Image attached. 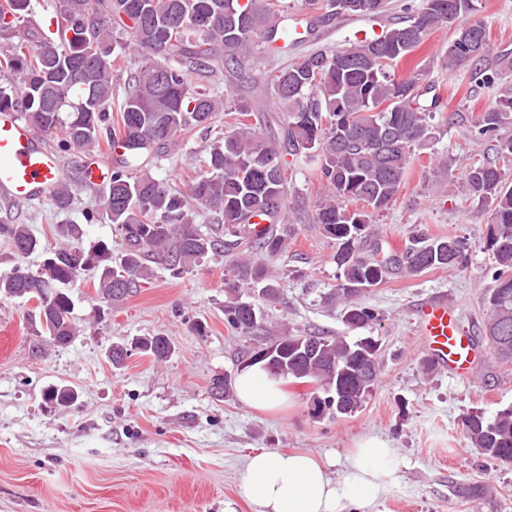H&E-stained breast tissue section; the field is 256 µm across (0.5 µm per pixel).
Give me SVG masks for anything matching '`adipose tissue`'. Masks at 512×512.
<instances>
[{
    "label": "adipose tissue",
    "mask_w": 512,
    "mask_h": 512,
    "mask_svg": "<svg viewBox=\"0 0 512 512\" xmlns=\"http://www.w3.org/2000/svg\"><path fill=\"white\" fill-rule=\"evenodd\" d=\"M236 395L243 405L266 411L286 401L281 380L258 365L241 372ZM394 457L389 442L364 436L348 452L343 474L335 480L309 454L259 451L249 457L241 487L257 512H344L384 490Z\"/></svg>",
    "instance_id": "ef3b65f1"
}]
</instances>
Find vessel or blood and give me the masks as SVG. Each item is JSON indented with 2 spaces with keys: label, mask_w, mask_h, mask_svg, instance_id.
Segmentation results:
<instances>
[{
  "label": "vessel or blood",
  "mask_w": 512,
  "mask_h": 512,
  "mask_svg": "<svg viewBox=\"0 0 512 512\" xmlns=\"http://www.w3.org/2000/svg\"><path fill=\"white\" fill-rule=\"evenodd\" d=\"M68 179L59 155L19 113H0L1 202L48 199ZM417 335L436 366L458 376L468 374L477 356L474 341L461 333L456 312L444 297L421 304Z\"/></svg>",
  "instance_id": "vessel-or-blood-1"
}]
</instances>
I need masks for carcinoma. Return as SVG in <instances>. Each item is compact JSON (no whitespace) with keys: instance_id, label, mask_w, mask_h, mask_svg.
<instances>
[{"instance_id":"carcinoma-1","label":"carcinoma","mask_w":512,"mask_h":512,"mask_svg":"<svg viewBox=\"0 0 512 512\" xmlns=\"http://www.w3.org/2000/svg\"><path fill=\"white\" fill-rule=\"evenodd\" d=\"M386 0H301L309 14V29L333 16L376 17ZM479 0H424L413 15L385 32L364 38L333 53L317 51L281 68L270 80L275 98L287 112L278 136L240 121L210 147L204 171L191 179L188 192L173 190L147 172L134 175L133 164L173 143L190 128L206 126L224 110L221 99L207 88L192 86L186 74L212 80L219 73L245 79L243 60L256 41L266 51L281 49L285 40L279 0H55L58 39L39 28L18 36L27 21L31 0H0V78L22 80L20 91L0 87V110L22 113L36 128L57 134L59 151L93 149L104 137L119 141L112 156V176L103 189L102 216L122 232L123 248L112 252L104 240L84 244L77 224H59L51 246L27 224L0 223V238L16 262L0 272V297L37 301L34 323L49 341L70 343L78 333L70 288L81 272H97L99 298L112 305L126 298L153 276L152 265L169 266L172 276L199 265L210 254L233 253L240 280L266 295L276 292L264 261L287 250L294 234L285 223L282 233H258L253 219L273 225L285 222V157L318 158L317 177L328 198L316 210L315 223L336 241L334 256L340 277L338 300L343 322L364 328L379 322L375 310L353 300L363 288L374 287L392 274L416 275L448 268L463 261L466 243L454 237L418 241L402 253L366 257L370 214L389 208L404 184L412 151L430 144L435 131L430 114L437 100L426 105L416 82L395 75L394 66L444 24L454 26L442 62L454 70L470 66L491 85L495 76L482 68L488 42L475 44L471 33L484 27L467 18L478 12ZM125 39L132 57L116 52ZM128 73L117 128L110 113L114 78ZM166 89H161V84ZM512 118V97L484 110L469 127L473 136L491 138ZM512 162V137L495 145V157L469 169L466 181L473 196L491 202V222L484 248L495 264L496 282L488 298L484 337L503 362H512V186L504 164ZM361 203L364 209L348 210ZM196 204L220 219L216 230L203 232L190 215ZM37 254L31 269L22 260ZM456 255L449 260L448 255ZM224 320L235 331L253 332L259 321L254 306L235 300L224 306ZM156 360L174 351L166 336L137 340ZM283 377L314 383L323 390L328 418L358 412L372 392L378 373L366 378L359 364L378 359L369 338L289 335L273 341ZM44 399L60 408L74 405L76 389L50 385ZM471 446L485 458L512 464V408L489 419L480 412L461 418ZM456 493L466 499L486 496L488 486L462 484Z\"/></svg>"}]
</instances>
